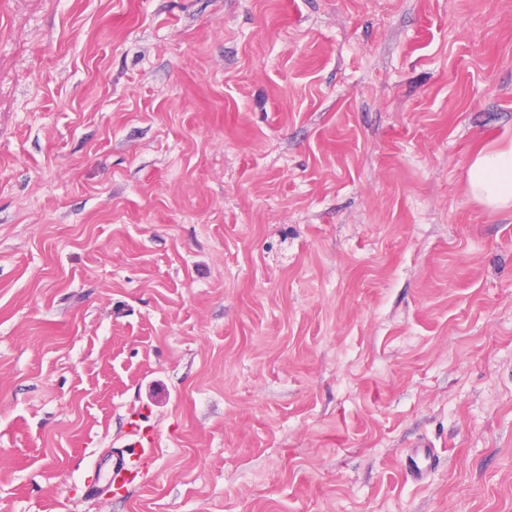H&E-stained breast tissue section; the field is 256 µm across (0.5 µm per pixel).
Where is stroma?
<instances>
[{
    "mask_svg": "<svg viewBox=\"0 0 512 512\" xmlns=\"http://www.w3.org/2000/svg\"><path fill=\"white\" fill-rule=\"evenodd\" d=\"M509 144L512 0H0V512H512ZM468 192L493 209H512V146L480 151L468 169ZM139 420L138 416L131 424L132 433L136 438L126 445V448H130L126 455L122 453L112 460L109 481L112 483L113 492L122 490L127 484L133 483L140 477L142 460L149 459L156 448L153 434L141 428L138 424ZM416 448L413 456L410 457L409 462L405 465L404 472L412 480L420 481L427 468L432 464L435 455L425 446H418Z\"/></svg>",
    "mask_w": 512,
    "mask_h": 512,
    "instance_id": "35a3bbf8",
    "label": "stroma"
}]
</instances>
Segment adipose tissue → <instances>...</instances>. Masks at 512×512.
<instances>
[{"label":"adipose tissue","mask_w":512,"mask_h":512,"mask_svg":"<svg viewBox=\"0 0 512 512\" xmlns=\"http://www.w3.org/2000/svg\"><path fill=\"white\" fill-rule=\"evenodd\" d=\"M468 192L493 209H512V147L486 149L473 159L467 177Z\"/></svg>","instance_id":"adipose-tissue-1"}]
</instances>
